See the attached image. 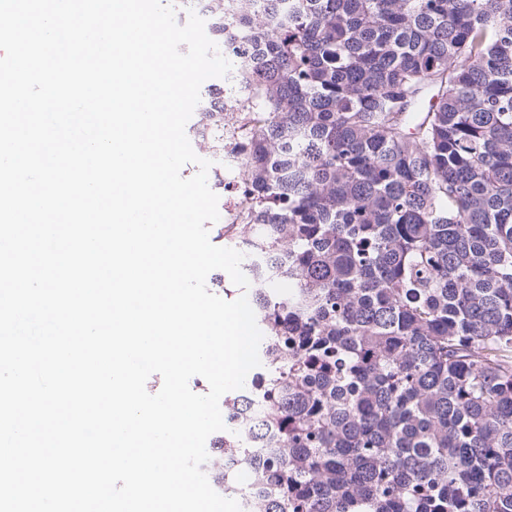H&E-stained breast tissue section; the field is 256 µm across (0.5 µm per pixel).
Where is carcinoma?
<instances>
[{
    "mask_svg": "<svg viewBox=\"0 0 512 512\" xmlns=\"http://www.w3.org/2000/svg\"><path fill=\"white\" fill-rule=\"evenodd\" d=\"M251 102L256 380L213 452L251 512H512V0H191ZM247 469L240 487L236 474Z\"/></svg>",
    "mask_w": 512,
    "mask_h": 512,
    "instance_id": "carcinoma-1",
    "label": "carcinoma"
}]
</instances>
